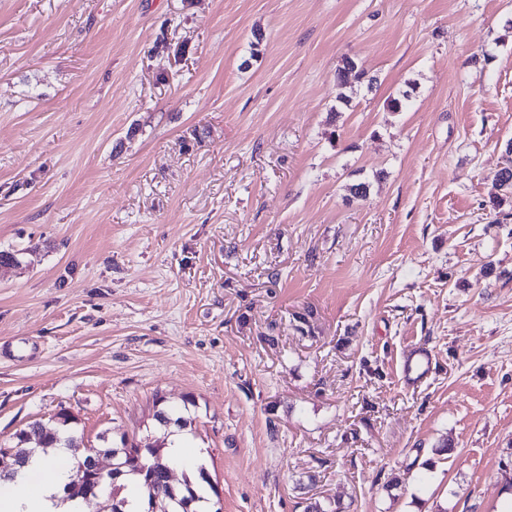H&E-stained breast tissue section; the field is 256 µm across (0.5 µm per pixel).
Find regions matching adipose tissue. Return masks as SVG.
Masks as SVG:
<instances>
[{
    "label": "adipose tissue",
    "instance_id": "ef3b65f1",
    "mask_svg": "<svg viewBox=\"0 0 512 512\" xmlns=\"http://www.w3.org/2000/svg\"><path fill=\"white\" fill-rule=\"evenodd\" d=\"M67 455L64 448L33 454L23 468L1 479L0 512H85L82 501L63 497L69 480Z\"/></svg>",
    "mask_w": 512,
    "mask_h": 512
}]
</instances>
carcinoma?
<instances>
[{"instance_id":"1","label":"carcinoma","mask_w":512,"mask_h":512,"mask_svg":"<svg viewBox=\"0 0 512 512\" xmlns=\"http://www.w3.org/2000/svg\"><path fill=\"white\" fill-rule=\"evenodd\" d=\"M357 81L365 78V71L350 67L348 60H343L342 66L336 69V86L341 89L338 94L339 101L349 103L348 96L342 92L349 84V79ZM155 420L160 436L151 443L142 448L136 446L122 445L121 448L114 446L110 450H119L118 461L126 464L124 471L126 475L115 481L105 478L102 485L112 488V503L109 512H154L153 494L161 496V501H175L177 508L174 512H202V505L209 501L205 496V489L215 491L214 485L210 481V477L205 467L198 470L199 485H194L192 480L185 476L179 484H171L168 481L165 469L155 463L156 456H162L164 462L169 463L171 459L166 455L168 448V438L170 435L169 426L173 425L179 429H185L191 424L187 418L180 413L166 406L165 399L162 396L155 398ZM58 419L50 424L42 421H33L26 425L18 438V442L13 451L20 459L21 463H26L27 458L33 449L24 447L29 440V433H34L39 437L38 449L48 452L52 448L64 445L71 451V457L66 459V464L73 471V479L65 485L64 494L68 499L74 497L82 498L86 492L87 482L90 481V475L81 471V466L86 464L88 453L86 447L82 446V439L77 436L73 427L75 416L69 411L62 409L57 413ZM130 478H137L143 492L142 505L138 509L130 508V502L126 496L122 495L125 489L124 481Z\"/></svg>"}]
</instances>
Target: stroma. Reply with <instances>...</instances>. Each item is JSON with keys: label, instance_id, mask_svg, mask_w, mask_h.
Segmentation results:
<instances>
[{"label": "stroma", "instance_id": "35a3bbf8", "mask_svg": "<svg viewBox=\"0 0 512 512\" xmlns=\"http://www.w3.org/2000/svg\"><path fill=\"white\" fill-rule=\"evenodd\" d=\"M511 140L512 0H0V470L161 395L222 512H494ZM431 360V354L426 349H412L404 363L405 378L410 381L420 380L427 373Z\"/></svg>", "mask_w": 512, "mask_h": 512}]
</instances>
